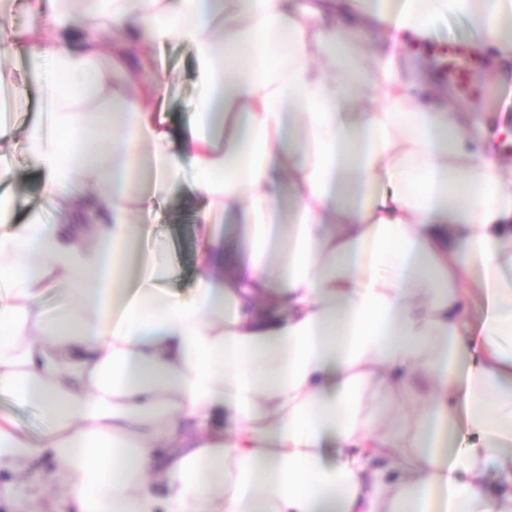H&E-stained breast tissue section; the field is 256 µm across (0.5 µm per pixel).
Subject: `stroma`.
Instances as JSON below:
<instances>
[{
    "label": "stroma",
    "instance_id": "obj_1",
    "mask_svg": "<svg viewBox=\"0 0 512 512\" xmlns=\"http://www.w3.org/2000/svg\"><path fill=\"white\" fill-rule=\"evenodd\" d=\"M451 41L472 46L474 30L467 19H438L430 39L422 41L419 47L400 43L396 48L399 77L419 102L429 103L431 89H439L452 108L467 111L473 120L487 124L496 138L512 134V67H496L488 55L481 54L473 59L467 82L459 83L440 67L439 50ZM153 56L171 126L175 132H184L202 91L193 52L187 46L171 44L155 50ZM0 70L14 93L12 110L16 123L26 126L38 112L44 111L49 90L32 73L24 54L0 61ZM10 160L14 172V222L24 224L37 217L50 220L52 208L43 197L41 169L19 144L12 150ZM189 182V176H182L165 193L156 196L151 211L133 218L134 223L152 225L155 238L166 243L170 273L165 285L182 293L191 289L197 272L195 212L187 204Z\"/></svg>",
    "mask_w": 512,
    "mask_h": 512
}]
</instances>
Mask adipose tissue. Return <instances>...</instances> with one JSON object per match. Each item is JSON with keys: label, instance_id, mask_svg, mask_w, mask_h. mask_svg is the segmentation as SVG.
<instances>
[{"label": "adipose tissue", "instance_id": "ef3b65f1", "mask_svg": "<svg viewBox=\"0 0 512 512\" xmlns=\"http://www.w3.org/2000/svg\"><path fill=\"white\" fill-rule=\"evenodd\" d=\"M23 133L52 223L11 228L0 162V473L29 512H512V177L460 112L417 104L367 37L466 17L512 62V0H47ZM204 92L175 138L151 48ZM189 170L198 271L118 261ZM292 221L275 223L280 187ZM237 213L246 246L214 224ZM72 290L46 319L48 287ZM484 303L479 329L466 319ZM335 442V458L325 445ZM52 456L58 468L36 470ZM10 411L19 426L26 431L41 433L48 428L39 410L31 404L13 405Z\"/></svg>", "mask_w": 512, "mask_h": 512}]
</instances>
